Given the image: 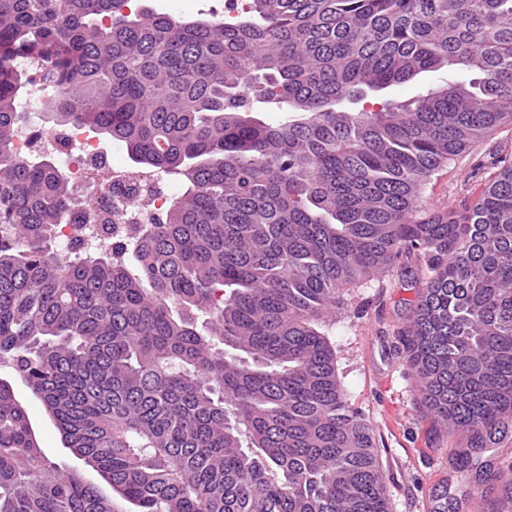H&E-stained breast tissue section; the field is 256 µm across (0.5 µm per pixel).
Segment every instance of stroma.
<instances>
[{"mask_svg":"<svg viewBox=\"0 0 512 512\" xmlns=\"http://www.w3.org/2000/svg\"><path fill=\"white\" fill-rule=\"evenodd\" d=\"M134 6L193 20L224 16L225 0H133ZM462 72L445 69L419 75L414 81L375 94V101L408 100L419 92L462 79ZM512 157V123L504 124L462 157L448 162L424 186L422 204L429 209H463L477 200L492 170L494 158ZM415 257H401L387 275L351 289V302L337 313L329 331L336 348L339 372L350 403L370 424L385 478L392 512H463L473 489L462 484L448 460L461 444L457 435L436 429L413 391L412 371L397 345V330L408 322L417 302L412 273ZM38 431L45 454L54 461L92 471L70 455L42 402L21 380H14Z\"/></svg>","mask_w":512,"mask_h":512,"instance_id":"obj_1","label":"stroma"}]
</instances>
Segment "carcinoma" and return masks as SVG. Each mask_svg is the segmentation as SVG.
Masks as SVG:
<instances>
[{"instance_id": "1", "label": "carcinoma", "mask_w": 512, "mask_h": 512, "mask_svg": "<svg viewBox=\"0 0 512 512\" xmlns=\"http://www.w3.org/2000/svg\"><path fill=\"white\" fill-rule=\"evenodd\" d=\"M41 62L53 125L105 134L181 188L111 252L50 243L68 176L15 149ZM444 67L474 75L401 103L369 94ZM293 118L252 116L243 90ZM512 120V0H249L184 21L128 0H0V366L64 447L137 512H390L372 429L328 331L345 294L420 263L398 332L414 391L462 436L512 430V160L474 204L426 210L432 174ZM0 512H115L49 460L0 378Z\"/></svg>"}]
</instances>
